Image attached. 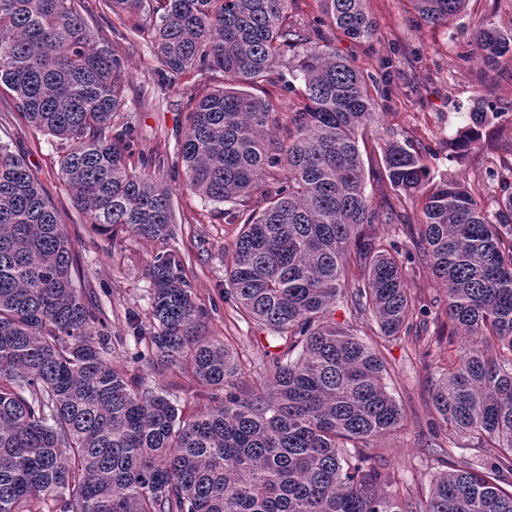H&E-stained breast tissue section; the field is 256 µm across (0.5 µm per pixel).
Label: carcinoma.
I'll use <instances>...</instances> for the list:
<instances>
[{
	"instance_id": "obj_1",
	"label": "carcinoma",
	"mask_w": 512,
	"mask_h": 512,
	"mask_svg": "<svg viewBox=\"0 0 512 512\" xmlns=\"http://www.w3.org/2000/svg\"><path fill=\"white\" fill-rule=\"evenodd\" d=\"M321 17L293 19L294 0H102L124 13L130 35L150 17L159 72L224 73V87L195 85L177 156L187 186L242 224L225 259L224 303L279 342L265 377L239 378L224 343L207 335V312L164 250L147 269L149 314L112 334L104 308L75 286L80 257L24 158L0 143V512H512V167L486 171L488 203L459 180L432 181L417 152L386 144L380 175L406 198L421 196L412 247L361 234L400 224L365 191L359 131L375 121L373 77L325 35L355 41L374 22L366 0H320ZM431 26L467 0H410ZM85 0H0V83L36 128L69 145L68 193L91 229L172 234L170 189L136 152L126 111L127 72L92 46ZM482 61H512V27L480 26ZM298 97L257 94L275 82L288 51ZM503 112L478 107L448 142L459 161L480 148ZM138 164L140 169L133 168ZM265 187V205L247 199ZM420 265L445 290L453 332L466 344L432 393L448 443L472 456L449 460L427 495H388L393 473L370 445L402 419L389 369L355 322L381 335L409 333L405 268ZM341 305L349 321L333 319ZM177 370L214 390L185 417L173 394L112 361ZM464 441L457 442V437Z\"/></svg>"
}]
</instances>
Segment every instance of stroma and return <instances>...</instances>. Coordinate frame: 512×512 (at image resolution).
I'll return each instance as SVG.
<instances>
[{
    "mask_svg": "<svg viewBox=\"0 0 512 512\" xmlns=\"http://www.w3.org/2000/svg\"><path fill=\"white\" fill-rule=\"evenodd\" d=\"M375 22L372 38L356 42L337 35L336 46L356 57L360 65H385L390 98L360 143L366 174V192L374 205H391L405 212L401 224H374L367 232L377 238L409 239L422 220L419 201L405 199L376 171L382 148L396 140L411 145L434 178L467 181L476 194H483L481 175L486 168L512 161V65L492 70L474 56L462 61L460 53L472 52L473 34L479 24L512 25V0H468L464 12L445 26L432 27L416 19L408 0H367ZM88 23L97 29L121 58L127 71V112L134 127L137 149L160 153L164 166L155 179L173 192L174 233L167 243L145 240L122 230L114 239L93 234L67 193L60 176L65 145L27 123L19 113L13 92L0 84V142L21 155L46 193L52 198L59 223L75 243L83 272L80 288L101 303L113 331H122L128 314L145 315L149 281L146 269L160 248L181 253L184 275L196 300L209 313V332L223 341L242 369L244 381L262 376L260 357L273 341L268 331L243 319L224 302V257L238 236L240 226L201 199L186 186V174L178 163V143L187 130L182 107L195 78L185 75L165 89L164 99L152 96L159 64L148 35L124 37L113 32L115 14H92ZM485 99L501 112L499 123L489 127L482 150L455 162L448 142L463 127L478 99ZM407 286L413 299L415 334L381 342L380 350L391 370L387 380L399 404L400 428L376 446L381 461L394 473L398 488L413 496L427 493L438 467L432 445H447L439 428L440 418L432 404V391L445 375L450 355L465 339L453 334L440 301L444 289L431 275L408 273ZM134 370L149 382L166 386L177 397L184 415L194 414L197 397H208L207 387L185 389L184 378L168 371L147 373L144 365Z\"/></svg>",
    "mask_w": 512,
    "mask_h": 512,
    "instance_id": "35a3bbf8",
    "label": "stroma"
}]
</instances>
